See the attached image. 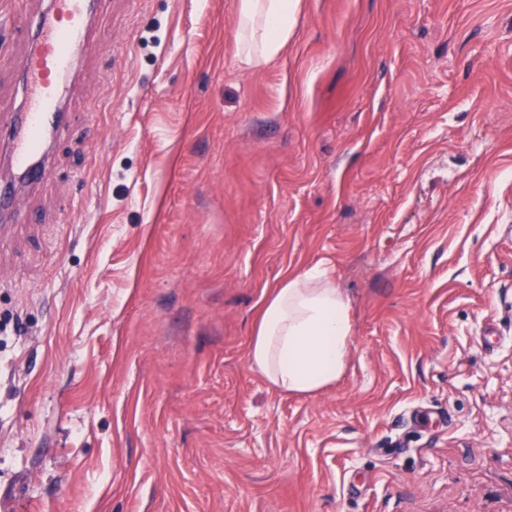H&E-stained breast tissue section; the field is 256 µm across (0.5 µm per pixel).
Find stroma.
Masks as SVG:
<instances>
[{
	"label": "stroma",
	"mask_w": 512,
	"mask_h": 512,
	"mask_svg": "<svg viewBox=\"0 0 512 512\" xmlns=\"http://www.w3.org/2000/svg\"><path fill=\"white\" fill-rule=\"evenodd\" d=\"M237 3L98 0L0 229V512H512V0H301L255 70ZM319 263L351 356L286 395L249 347ZM0 215L8 217L17 224H30L38 220L36 213L24 204L15 184H5L0 188Z\"/></svg>",
	"instance_id": "1"
}]
</instances>
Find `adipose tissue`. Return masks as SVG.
Masks as SVG:
<instances>
[{"label": "adipose tissue", "instance_id": "1", "mask_svg": "<svg viewBox=\"0 0 512 512\" xmlns=\"http://www.w3.org/2000/svg\"><path fill=\"white\" fill-rule=\"evenodd\" d=\"M300 0H238L235 43L251 70L276 60L291 39ZM356 312L328 268L281 282L266 300L250 346L252 363L285 394L313 395L345 372Z\"/></svg>", "mask_w": 512, "mask_h": 512}]
</instances>
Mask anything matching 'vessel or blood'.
<instances>
[{
  "label": "vessel or blood",
  "instance_id": "1",
  "mask_svg": "<svg viewBox=\"0 0 512 512\" xmlns=\"http://www.w3.org/2000/svg\"><path fill=\"white\" fill-rule=\"evenodd\" d=\"M91 12L92 0H51L38 15L20 13L12 20L14 32L25 41L13 64L22 101L8 131V161L20 181L48 175L47 137L65 129L62 106L70 92L74 52L92 44ZM0 215L20 224L38 219L12 184L0 186Z\"/></svg>",
  "mask_w": 512,
  "mask_h": 512
}]
</instances>
